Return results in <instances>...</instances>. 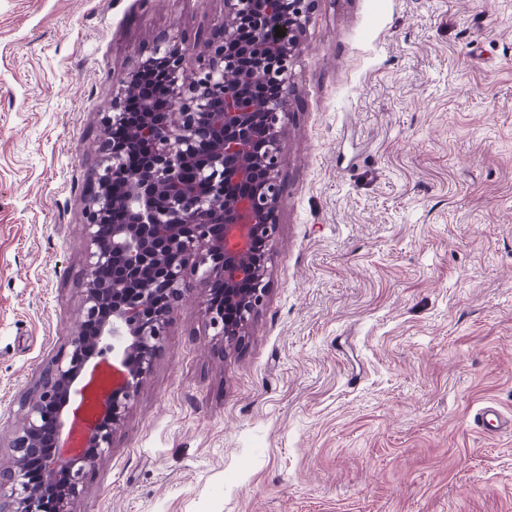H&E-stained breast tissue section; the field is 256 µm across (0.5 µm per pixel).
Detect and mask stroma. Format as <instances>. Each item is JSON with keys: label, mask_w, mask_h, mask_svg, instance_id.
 <instances>
[{"label": "stroma", "mask_w": 512, "mask_h": 512, "mask_svg": "<svg viewBox=\"0 0 512 512\" xmlns=\"http://www.w3.org/2000/svg\"><path fill=\"white\" fill-rule=\"evenodd\" d=\"M224 0H0V465L83 302L125 77ZM269 289L220 348L195 284L75 512H512V0H317ZM473 422L486 436H498L512 431V419H505L494 402L484 403L474 414Z\"/></svg>", "instance_id": "stroma-1"}]
</instances>
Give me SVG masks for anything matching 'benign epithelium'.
Segmentation results:
<instances>
[{
  "mask_svg": "<svg viewBox=\"0 0 512 512\" xmlns=\"http://www.w3.org/2000/svg\"><path fill=\"white\" fill-rule=\"evenodd\" d=\"M314 2L224 0L198 68L168 45L124 80L93 174L80 320L25 404L0 512H74L193 281L216 340L245 335L268 289L288 70Z\"/></svg>",
  "mask_w": 512,
  "mask_h": 512,
  "instance_id": "obj_1",
  "label": "benign epithelium"
}]
</instances>
